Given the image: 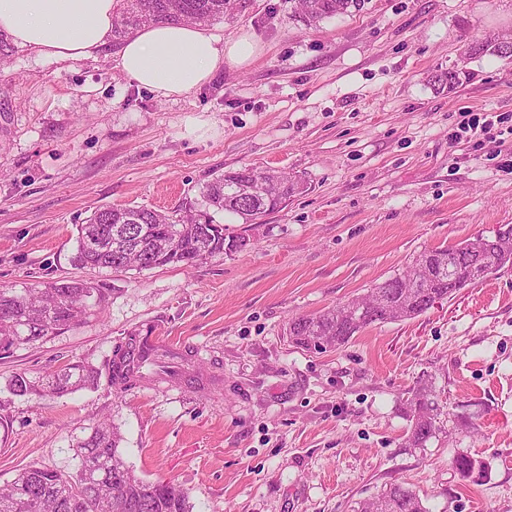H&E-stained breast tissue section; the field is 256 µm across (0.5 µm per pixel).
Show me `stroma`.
<instances>
[{
    "label": "stroma",
    "instance_id": "obj_1",
    "mask_svg": "<svg viewBox=\"0 0 512 512\" xmlns=\"http://www.w3.org/2000/svg\"><path fill=\"white\" fill-rule=\"evenodd\" d=\"M294 0H241L212 22L253 35L255 59L163 98L118 50L60 61L14 45L0 71V285L93 279L102 317L0 357V484L75 472L98 421L127 464L192 512H352L392 483L430 512H512V268L417 318L372 325L326 353L293 347L291 318L363 295L423 250L512 226V58L466 55L512 38V0H364L309 27ZM457 70L448 88L437 74ZM494 118L452 139L469 115ZM243 166L305 177L244 250L142 272L74 265L94 211L175 214ZM187 356L181 379L32 399L5 388L70 363L103 367L131 332ZM433 385L442 430L405 445L403 401ZM485 461L463 479L452 460Z\"/></svg>",
    "mask_w": 512,
    "mask_h": 512
}]
</instances>
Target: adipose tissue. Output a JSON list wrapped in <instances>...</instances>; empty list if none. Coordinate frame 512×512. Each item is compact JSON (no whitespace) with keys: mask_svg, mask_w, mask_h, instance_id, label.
Returning <instances> with one entry per match:
<instances>
[{"mask_svg":"<svg viewBox=\"0 0 512 512\" xmlns=\"http://www.w3.org/2000/svg\"><path fill=\"white\" fill-rule=\"evenodd\" d=\"M117 0H0V30L37 53L59 60L93 57L106 46ZM249 34L223 40L199 25L158 23L131 35L119 49L130 81L162 97L200 88L223 65L256 56Z\"/></svg>","mask_w":512,"mask_h":512,"instance_id":"obj_1","label":"adipose tissue"}]
</instances>
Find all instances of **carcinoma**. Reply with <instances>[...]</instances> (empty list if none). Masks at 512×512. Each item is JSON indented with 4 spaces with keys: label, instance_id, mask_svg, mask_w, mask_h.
I'll list each match as a JSON object with an SVG mask.
<instances>
[{
    "label": "carcinoma",
    "instance_id": "carcinoma-1",
    "mask_svg": "<svg viewBox=\"0 0 512 512\" xmlns=\"http://www.w3.org/2000/svg\"><path fill=\"white\" fill-rule=\"evenodd\" d=\"M362 0H297L299 18L308 26L345 15ZM237 0H118L112 20V45L119 46L137 28L170 21L209 24L237 9ZM264 180L267 187L254 196L245 194L250 180ZM309 190L296 175L242 167L217 175L202 191L204 208L188 209L179 219L139 207L96 210L79 225L74 262L88 269L115 271L148 270L170 263L191 267L208 258L241 251L250 245L247 231L228 232L216 219L219 213L233 215L243 224H257L288 200ZM145 225L138 236L128 218ZM475 263L499 271L512 267V241L500 245L478 236L450 246L425 250L399 276L374 285L362 297L336 307L288 321V339L306 351L322 353L338 349L375 322L414 319L436 303L471 284L469 267ZM109 291L91 280L51 281L17 290L0 285V351L31 344L104 312ZM146 357L138 333L128 336L125 346L108 363L107 385L113 393L133 385L162 379L158 369L165 359L176 358L155 351L145 368L135 360ZM102 373L92 365L72 363L42 377L15 374L8 391L19 397H62L99 387ZM409 426L408 448H422L441 430L438 404L431 388L421 387L405 400ZM122 434L107 420L91 428L76 443L79 459L76 473L31 466L0 485V512H12L14 500L31 497L36 512H190L188 496L176 486L138 477L127 465L120 443ZM453 464L464 478H484L485 461L460 453ZM356 512H429L419 494L401 483H391L377 496L361 502Z\"/></svg>",
    "mask_w": 512,
    "mask_h": 512
}]
</instances>
